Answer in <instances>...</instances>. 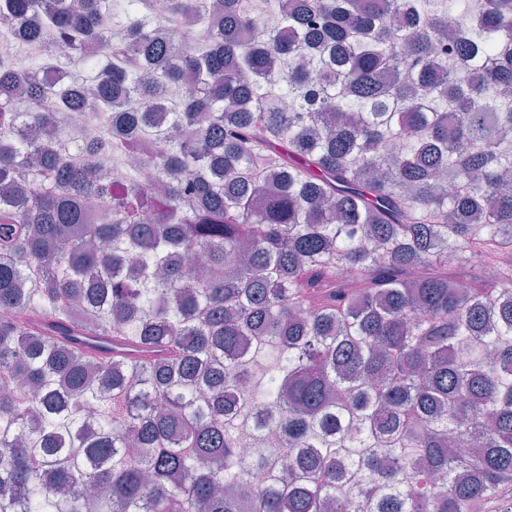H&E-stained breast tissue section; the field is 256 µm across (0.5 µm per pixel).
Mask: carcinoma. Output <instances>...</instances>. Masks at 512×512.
Masks as SVG:
<instances>
[{"mask_svg": "<svg viewBox=\"0 0 512 512\" xmlns=\"http://www.w3.org/2000/svg\"><path fill=\"white\" fill-rule=\"evenodd\" d=\"M127 6L0 0V512H512V0Z\"/></svg>", "mask_w": 512, "mask_h": 512, "instance_id": "carcinoma-1", "label": "carcinoma"}]
</instances>
